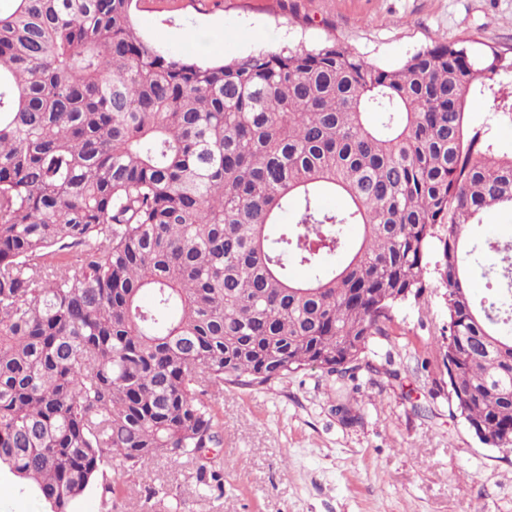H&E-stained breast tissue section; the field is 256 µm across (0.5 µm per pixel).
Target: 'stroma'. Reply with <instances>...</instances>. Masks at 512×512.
I'll return each instance as SVG.
<instances>
[{"label":"stroma","instance_id":"35a3bbf8","mask_svg":"<svg viewBox=\"0 0 512 512\" xmlns=\"http://www.w3.org/2000/svg\"><path fill=\"white\" fill-rule=\"evenodd\" d=\"M142 37L203 64L259 49H312L334 39L367 63L398 67L437 41L494 47L512 59V0H134ZM483 97L469 133L512 150V123ZM433 242L429 289L403 302L393 336L366 352L372 370L337 382L308 368L260 388L224 386L211 400L224 488L196 480L198 462L161 457L103 471L117 490L91 486L72 512H512V449L481 443L448 405V292ZM344 401L355 417L335 411ZM0 512H46L0 472Z\"/></svg>","mask_w":512,"mask_h":512}]
</instances>
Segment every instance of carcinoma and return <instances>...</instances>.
<instances>
[{
    "label": "carcinoma",
    "instance_id": "carcinoma-1",
    "mask_svg": "<svg viewBox=\"0 0 512 512\" xmlns=\"http://www.w3.org/2000/svg\"><path fill=\"white\" fill-rule=\"evenodd\" d=\"M132 2L0 13V468L71 512L107 460L215 444L214 388L353 378L429 287L441 226L448 394L511 448L512 283L467 231L512 211V152L465 128L512 60L437 41L382 68L332 40L200 65Z\"/></svg>",
    "mask_w": 512,
    "mask_h": 512
}]
</instances>
